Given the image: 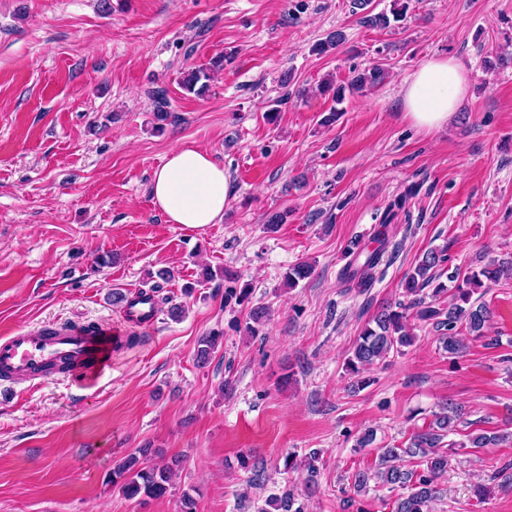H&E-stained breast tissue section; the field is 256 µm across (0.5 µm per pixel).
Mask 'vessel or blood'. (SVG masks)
I'll return each instance as SVG.
<instances>
[{"label":"vessel or blood","mask_w":512,"mask_h":512,"mask_svg":"<svg viewBox=\"0 0 512 512\" xmlns=\"http://www.w3.org/2000/svg\"><path fill=\"white\" fill-rule=\"evenodd\" d=\"M153 294L134 290L125 298L114 325L16 328L0 336V382L40 385L59 377L98 380L110 354L122 346L129 329L154 326Z\"/></svg>","instance_id":"1"}]
</instances>
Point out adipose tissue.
Wrapping results in <instances>:
<instances>
[{
    "mask_svg": "<svg viewBox=\"0 0 512 512\" xmlns=\"http://www.w3.org/2000/svg\"><path fill=\"white\" fill-rule=\"evenodd\" d=\"M468 91L465 67L446 54L427 57L406 81L402 105L416 125L438 129ZM233 188L223 166L196 146L172 149L155 170L151 199L168 223L200 229L224 220Z\"/></svg>",
    "mask_w": 512,
    "mask_h": 512,
    "instance_id": "1",
    "label": "adipose tissue"
}]
</instances>
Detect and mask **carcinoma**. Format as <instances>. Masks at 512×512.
Returning a JSON list of instances; mask_svg holds the SVG:
<instances>
[{
	"label": "carcinoma",
	"instance_id": "obj_1",
	"mask_svg": "<svg viewBox=\"0 0 512 512\" xmlns=\"http://www.w3.org/2000/svg\"><path fill=\"white\" fill-rule=\"evenodd\" d=\"M409 8L408 0H393L391 14L378 13L369 18L374 26L386 28L391 21L400 20ZM212 76L207 68H191L181 72V85L198 96L209 89ZM384 80V71L375 66L355 75L346 86L333 90V100L340 104L345 99V92H359L368 87H375ZM379 247L367 253L363 261L349 263L345 271V282L351 288L366 289L372 285L374 273L379 266L382 253L387 243L386 232L378 234ZM447 262L444 251L430 249L423 252L417 265L406 278L403 288L408 302L384 303L380 305L371 319L365 324L353 347V355L347 361L348 370L356 374L360 367L383 360L390 354H401L414 343V336L407 327L409 311H415V318L423 322H432L436 329L442 331L440 340L445 351L450 355H459L464 349L459 332L464 330L475 338L483 337V331L489 320V311L485 304L472 300L475 291L487 288L503 277L512 276V261L496 262L494 260L471 274L460 277L458 271L448 273L447 282L440 281L441 274L437 268ZM313 265L299 262L288 269L285 279L288 286L309 278ZM432 288L431 297L449 293L448 310L444 311L426 302V288ZM461 412L448 403L439 413L433 414V420L416 431L404 448H382L378 454L374 469H359L352 473L350 481L356 493L367 490L370 481L394 490L406 489L408 493L396 499L394 512H430V503L436 497L438 489L436 480L448 468V454L444 439L454 433ZM503 441L500 435L479 433L468 435L459 447L484 448ZM418 457L422 459L423 472L416 473L399 465L403 458ZM148 449L140 450V455H132L113 468L107 483L119 488L128 499L145 502L165 496L174 478L175 469L169 464L149 465ZM260 512H303L296 504L295 497L286 492L273 495L266 500Z\"/></svg>",
	"mask_w": 512,
	"mask_h": 512
}]
</instances>
